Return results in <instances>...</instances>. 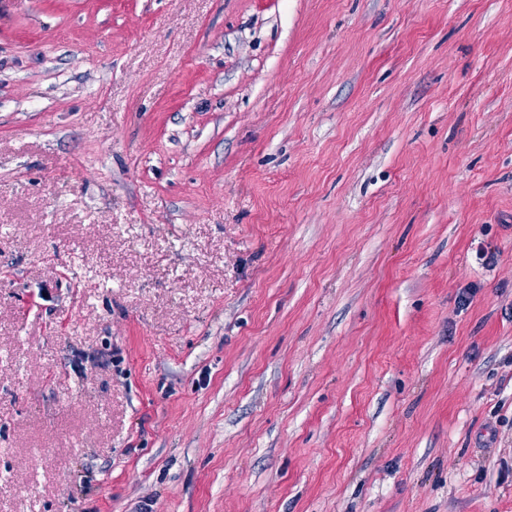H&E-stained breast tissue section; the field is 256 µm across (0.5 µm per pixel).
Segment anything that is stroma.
<instances>
[{"instance_id":"obj_1","label":"stroma","mask_w":512,"mask_h":512,"mask_svg":"<svg viewBox=\"0 0 512 512\" xmlns=\"http://www.w3.org/2000/svg\"><path fill=\"white\" fill-rule=\"evenodd\" d=\"M0 512H512V0H0Z\"/></svg>"}]
</instances>
